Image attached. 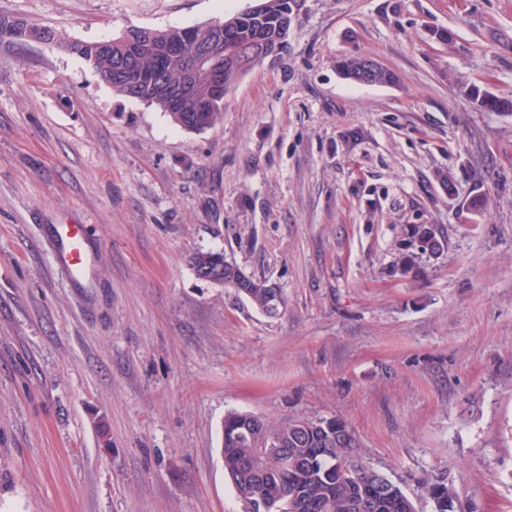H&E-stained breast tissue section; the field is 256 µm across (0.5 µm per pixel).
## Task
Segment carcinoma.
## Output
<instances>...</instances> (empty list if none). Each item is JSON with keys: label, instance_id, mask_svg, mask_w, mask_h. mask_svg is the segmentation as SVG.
<instances>
[{"label": "carcinoma", "instance_id": "1", "mask_svg": "<svg viewBox=\"0 0 512 512\" xmlns=\"http://www.w3.org/2000/svg\"><path fill=\"white\" fill-rule=\"evenodd\" d=\"M251 8L224 18V41L217 44L224 56V92H229L268 54L279 55L287 46L288 30L298 0H260ZM26 20L0 17V39L25 42ZM47 42L89 60L98 75L117 94L154 105L166 112L184 130L205 131L223 120L224 100L213 95L210 84L200 82L191 99L179 106L174 91L182 72L178 65L161 58V50L173 44L193 47L212 41L211 32L198 24L189 27L152 29L138 27L124 32L110 43L67 42L54 31L44 30ZM366 56L344 58L340 73L354 83L364 74L371 82H397L394 71L378 65L368 70ZM470 97L488 111L512 110V100L473 88ZM417 237L435 253L442 239L431 224H415ZM194 272L209 267L224 287L248 299L257 309L271 314L275 289L266 281L246 275L219 251H198L191 257ZM336 426L323 418H295L271 425L264 418L231 410L224 415L221 456L224 473L236 495L243 500L260 497L266 512H416L399 484L388 481L391 491L379 493L382 478L374 469L355 458L357 447L341 436L349 428L342 420Z\"/></svg>", "mask_w": 512, "mask_h": 512}]
</instances>
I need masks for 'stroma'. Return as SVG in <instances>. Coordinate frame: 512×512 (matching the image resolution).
<instances>
[{
    "instance_id": "1",
    "label": "stroma",
    "mask_w": 512,
    "mask_h": 512,
    "mask_svg": "<svg viewBox=\"0 0 512 512\" xmlns=\"http://www.w3.org/2000/svg\"><path fill=\"white\" fill-rule=\"evenodd\" d=\"M254 0H0L92 43ZM366 55L393 85L343 79ZM512 0H301L196 132L86 59L0 40V512H241L227 411L338 418L417 512H512ZM448 173L452 186L440 185ZM77 224L94 265L53 260ZM445 242L401 274L402 229ZM220 251L271 317L199 279ZM470 97L476 101L478 106L488 111H509L512 110V100L500 98L496 95L481 92L477 88H472L469 92ZM191 266L197 275L206 267L216 271L217 280H224V287L232 288L235 292L248 299L257 309L268 315L271 314L272 298L275 289L265 280L247 276L236 264L224 259L223 252L219 251H198L191 257ZM208 268L201 270L205 276ZM200 279L216 283L212 276L201 277Z\"/></svg>"
}]
</instances>
